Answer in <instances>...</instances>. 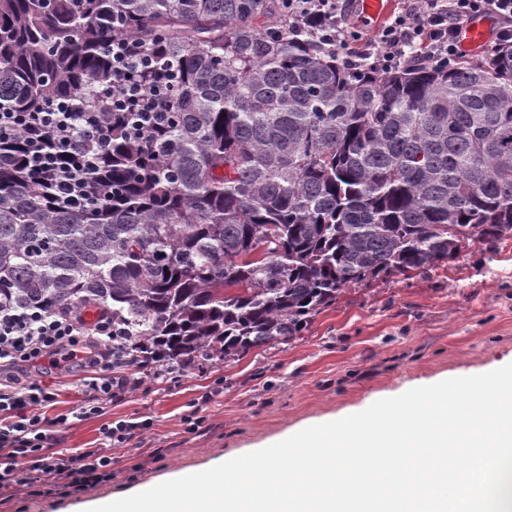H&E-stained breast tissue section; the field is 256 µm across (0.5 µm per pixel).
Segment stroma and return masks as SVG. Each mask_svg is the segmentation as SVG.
Here are the masks:
<instances>
[{"label": "stroma", "mask_w": 512, "mask_h": 512, "mask_svg": "<svg viewBox=\"0 0 512 512\" xmlns=\"http://www.w3.org/2000/svg\"><path fill=\"white\" fill-rule=\"evenodd\" d=\"M509 363L512 239L492 252L474 243L428 274L350 289L290 341L124 394L107 418L75 424L60 443L74 454L97 445L105 419L147 423L139 442L113 449L111 479L79 491L29 488L0 497V512H89L409 389ZM86 376L35 373L59 392L48 417L78 404ZM192 409L202 424L189 432L183 417Z\"/></svg>", "instance_id": "1"}]
</instances>
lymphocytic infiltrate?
Instances as JSON below:
<instances>
[{
  "label": "lymphocytic infiltrate",
  "instance_id": "lymphocytic-infiltrate-1",
  "mask_svg": "<svg viewBox=\"0 0 512 512\" xmlns=\"http://www.w3.org/2000/svg\"><path fill=\"white\" fill-rule=\"evenodd\" d=\"M284 8L290 23L307 25L324 43L345 53L349 64L366 63L374 71H392L415 57L432 65L465 62L471 52L463 45V29L477 17L494 22L482 54L512 44V0H405L401 11L380 29L377 49L371 53L352 45L344 0H285ZM112 69L113 112L135 133L159 126L160 93L148 77L160 72L164 86H171L172 65L150 56L135 39L119 37L112 42ZM30 123L49 140L48 146L31 150V167L51 175L59 203L81 205L85 182L97 164L96 154L84 151L82 144L90 141L105 148L109 127L98 113L69 107L38 113ZM120 334L108 310L91 324L68 308L49 311L31 304L0 309V495L16 486L14 470L21 462L32 484L51 479L83 488L111 478L113 449L142 434L145 423L107 422L99 447L71 455L56 449L63 433L75 422L107 414L114 398L149 381L171 380L176 372L170 366L148 373L131 361L113 362L112 345ZM76 366L92 371L83 398L67 412L47 418L42 409L56 394L49 385L24 382V369L66 372Z\"/></svg>",
  "mask_w": 512,
  "mask_h": 512
}]
</instances>
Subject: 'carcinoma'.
I'll use <instances>...</instances> for the list:
<instances>
[{"label": "carcinoma", "mask_w": 512, "mask_h": 512, "mask_svg": "<svg viewBox=\"0 0 512 512\" xmlns=\"http://www.w3.org/2000/svg\"><path fill=\"white\" fill-rule=\"evenodd\" d=\"M177 65L165 124L118 122L111 43ZM75 102L111 128L76 208L0 131V308L126 329L146 370L287 342L348 290L512 238V46L356 71L282 0H0V113Z\"/></svg>", "instance_id": "cac0c4a2"}]
</instances>
